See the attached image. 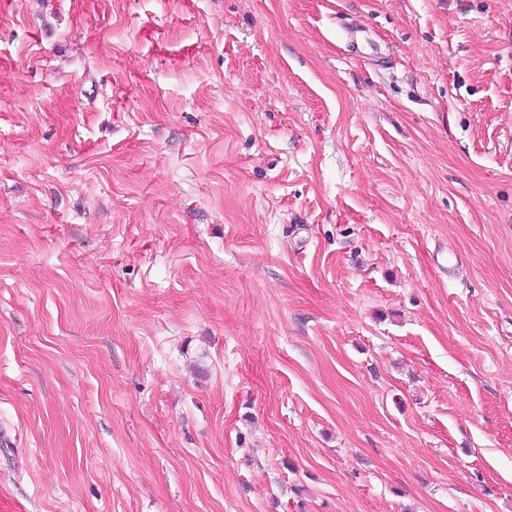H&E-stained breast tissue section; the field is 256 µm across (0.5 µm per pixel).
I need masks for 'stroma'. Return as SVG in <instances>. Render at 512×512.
Here are the masks:
<instances>
[{"label":"stroma","instance_id":"obj_1","mask_svg":"<svg viewBox=\"0 0 512 512\" xmlns=\"http://www.w3.org/2000/svg\"><path fill=\"white\" fill-rule=\"evenodd\" d=\"M0 512H512V0H0Z\"/></svg>","mask_w":512,"mask_h":512}]
</instances>
